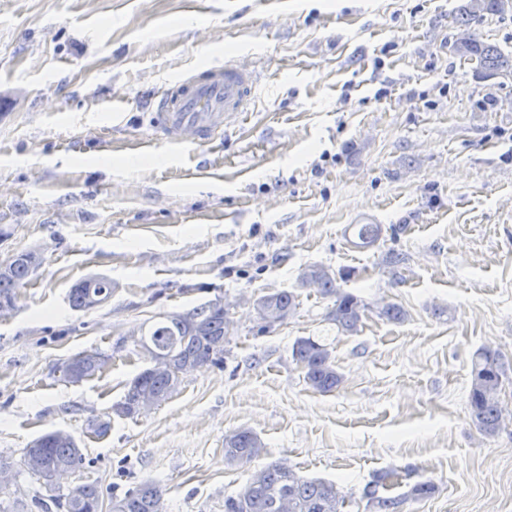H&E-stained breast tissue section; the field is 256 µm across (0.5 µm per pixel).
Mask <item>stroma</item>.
Wrapping results in <instances>:
<instances>
[{"label": "stroma", "instance_id": "1", "mask_svg": "<svg viewBox=\"0 0 512 512\" xmlns=\"http://www.w3.org/2000/svg\"><path fill=\"white\" fill-rule=\"evenodd\" d=\"M461 2L0 0V262L39 256L0 314V456L66 430L85 463L58 493L158 480L167 512H224L271 463L335 482L349 512L408 467L437 491L404 512H512V385L495 437L468 413L474 354L512 363V78L455 52ZM233 58L260 86L223 139L152 142L169 81ZM356 224L379 240L355 246ZM309 265L367 303L357 334L299 287ZM91 275L111 299L72 310ZM281 290L299 306L263 329L253 303ZM215 299L233 321L223 363L88 431L150 366L141 325ZM387 303L402 321L377 316ZM308 336L332 337L338 390L304 382L292 345ZM91 349L105 367L69 382L61 364ZM243 428L265 452L225 466Z\"/></svg>", "mask_w": 512, "mask_h": 512}]
</instances>
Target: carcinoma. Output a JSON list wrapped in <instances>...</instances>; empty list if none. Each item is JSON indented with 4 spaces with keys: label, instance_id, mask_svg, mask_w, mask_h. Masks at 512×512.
Wrapping results in <instances>:
<instances>
[{
    "label": "carcinoma",
    "instance_id": "cac0c4a2",
    "mask_svg": "<svg viewBox=\"0 0 512 512\" xmlns=\"http://www.w3.org/2000/svg\"><path fill=\"white\" fill-rule=\"evenodd\" d=\"M509 6V0H464L459 7V20L470 23L487 14H498ZM462 56L476 59L489 79L512 77V53L499 46L481 42L467 35L455 43ZM357 238L363 245L374 244L380 234L378 224H359ZM36 264L31 253L17 255L5 267H0V305H14L22 287ZM299 283L316 286L322 295L333 299L329 319L336 328L348 335L358 333L366 305L358 296L337 284L336 275L323 266L302 270ZM112 296V281L92 276L76 283L69 292V304L75 310L92 309ZM297 307V294L282 290L258 299L256 309L263 328L283 324ZM232 320L221 300L202 303L186 312L171 313L155 325L140 342L151 355L153 365L137 374L127 385L123 397L112 406V416L130 417L139 399L148 395L159 406L174 393L183 374L206 365L224 361V341ZM331 344L312 337H299L292 345V357L304 372L306 383L316 392L329 393L344 380L336 370L330 351ZM107 359L96 351H84L63 365L64 376L77 383L88 379L105 366ZM508 366L501 353L480 350L472 360L470 371L469 418L484 436L493 437L504 423L500 392L507 383ZM264 445L249 429H239L224 437L226 464L243 465L260 458ZM84 457L75 437L68 431L50 430L23 449L19 466L36 475L45 488L52 489L54 479L83 465ZM396 477L392 472L379 474L364 492L367 512H402L409 500L433 496L436 485L430 480L406 484L407 491L396 496L379 494L386 481ZM165 495L158 481H144L123 495L112 496L108 512H161ZM348 500L336 483L319 478H307L291 468L269 464L235 495L224 500V512H345ZM40 512H103V502L96 485L81 484L65 497L48 494L35 502Z\"/></svg>",
    "mask_w": 512,
    "mask_h": 512
}]
</instances>
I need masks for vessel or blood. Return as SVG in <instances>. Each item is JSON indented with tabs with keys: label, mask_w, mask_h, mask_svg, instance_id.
Segmentation results:
<instances>
[{
	"label": "vessel or blood",
	"mask_w": 512,
	"mask_h": 512,
	"mask_svg": "<svg viewBox=\"0 0 512 512\" xmlns=\"http://www.w3.org/2000/svg\"><path fill=\"white\" fill-rule=\"evenodd\" d=\"M255 89V73L234 60L192 69L157 97L153 138L172 151L206 145L246 111Z\"/></svg>",
	"instance_id": "b4317fda"
}]
</instances>
